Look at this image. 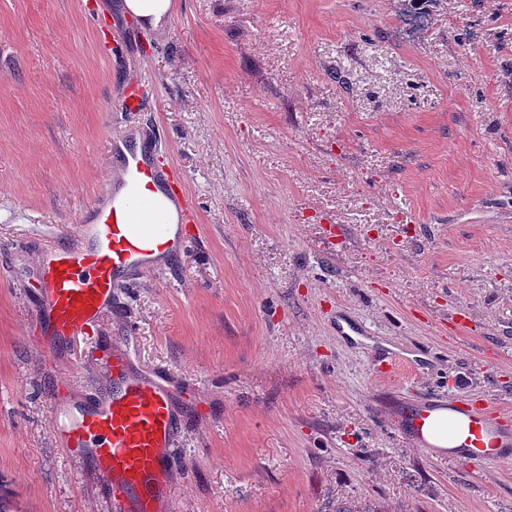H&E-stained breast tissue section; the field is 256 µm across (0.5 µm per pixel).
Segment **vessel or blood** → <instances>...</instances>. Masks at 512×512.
<instances>
[{
    "label": "vessel or blood",
    "instance_id": "obj_1",
    "mask_svg": "<svg viewBox=\"0 0 512 512\" xmlns=\"http://www.w3.org/2000/svg\"><path fill=\"white\" fill-rule=\"evenodd\" d=\"M130 199L118 200L108 186L106 206L94 208L91 223L81 226V243L50 250L40 261V295L46 336L44 349L59 346L95 323L112 302L116 282L125 274L150 268L155 256L173 244L163 223L144 224L137 205L153 206L155 190L169 179L151 160L149 144L128 145L115 152ZM175 387L163 377L135 372L128 354L112 355V384L90 394L56 431L72 451L89 456L112 492L116 512H166L171 480V448L177 429ZM447 408L459 414L464 438L455 456L465 464L512 460V433L499 430L501 412L476 408L449 397ZM435 407L411 405L405 414L408 431L419 444Z\"/></svg>",
    "mask_w": 512,
    "mask_h": 512
}]
</instances>
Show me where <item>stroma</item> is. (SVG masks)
I'll return each mask as SVG.
<instances>
[{
  "instance_id": "35a3bbf8",
  "label": "stroma",
  "mask_w": 512,
  "mask_h": 512,
  "mask_svg": "<svg viewBox=\"0 0 512 512\" xmlns=\"http://www.w3.org/2000/svg\"><path fill=\"white\" fill-rule=\"evenodd\" d=\"M171 2L160 35L120 0H0V504L114 512L51 420L122 349L180 388L171 512H512V461L420 447L398 408L512 413V0L419 25L399 0ZM124 139L197 212L48 361L38 260L79 243Z\"/></svg>"
}]
</instances>
